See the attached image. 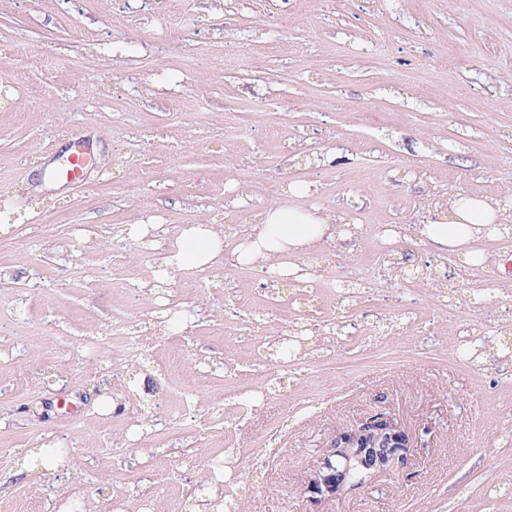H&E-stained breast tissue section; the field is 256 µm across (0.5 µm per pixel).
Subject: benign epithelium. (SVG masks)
Here are the masks:
<instances>
[{
    "instance_id": "obj_1",
    "label": "benign epithelium",
    "mask_w": 512,
    "mask_h": 512,
    "mask_svg": "<svg viewBox=\"0 0 512 512\" xmlns=\"http://www.w3.org/2000/svg\"><path fill=\"white\" fill-rule=\"evenodd\" d=\"M417 443L416 432L384 410L329 432L316 463L302 477V492L312 512L381 477L412 475Z\"/></svg>"
}]
</instances>
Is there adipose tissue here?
<instances>
[{"mask_svg":"<svg viewBox=\"0 0 512 512\" xmlns=\"http://www.w3.org/2000/svg\"><path fill=\"white\" fill-rule=\"evenodd\" d=\"M290 196L298 198L295 206L280 203L267 205L258 215L254 232L237 247L235 264H248L260 257L275 259V272L294 276L308 248L328 229L334 213L302 205L312 193L311 186L292 185ZM505 212L499 204L461 193L448 199V213L422 225L421 233L429 241L452 252H469L487 227L504 224ZM223 232L213 224H193L185 228L176 249L161 258L164 270L184 271L215 266L224 257Z\"/></svg>","mask_w":512,"mask_h":512,"instance_id":"1","label":"adipose tissue"}]
</instances>
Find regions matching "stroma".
<instances>
[{
  "mask_svg": "<svg viewBox=\"0 0 512 512\" xmlns=\"http://www.w3.org/2000/svg\"><path fill=\"white\" fill-rule=\"evenodd\" d=\"M185 4L201 21L163 53L124 0H0V89L12 93L0 104V200L20 213L0 248V512H199L210 461L228 448L248 457L283 422L274 461L243 465L224 492L242 512H310L301 478L323 438L383 403L424 432L416 479L322 512H512L500 494L512 488V377L494 371L512 335L470 356L446 329L437 281L418 284L439 330L431 348L402 323L377 327L362 354L313 336L287 374L277 347L253 361L248 336L225 333L228 264L162 280L154 246L112 235L156 224L175 240L219 224L229 253L293 182L312 184L310 205L373 228L427 222L455 193L512 207V0ZM82 57L95 67L62 71ZM228 112L251 123L234 142ZM275 119L282 135H263ZM74 145L94 157L80 186L56 175ZM480 247L494 262L463 291L473 325L485 288L512 272L498 241ZM116 329L144 340L120 361ZM175 332L189 343L182 364ZM228 367L261 403L217 424L209 405ZM48 443L75 473H17Z\"/></svg>",
  "mask_w": 512,
  "mask_h": 512,
  "instance_id": "35a3bbf8",
  "label": "stroma"
}]
</instances>
